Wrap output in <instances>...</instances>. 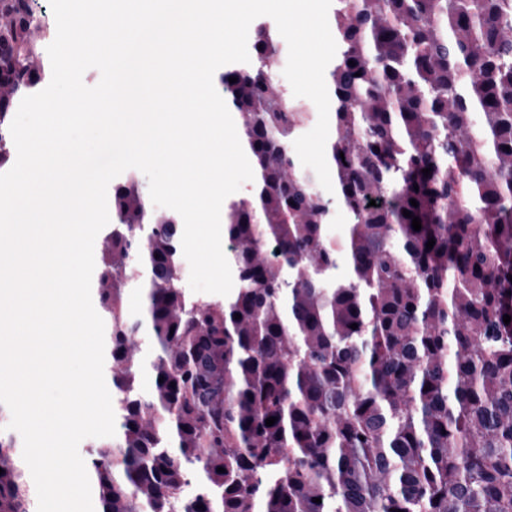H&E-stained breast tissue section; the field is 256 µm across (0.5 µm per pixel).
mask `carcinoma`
I'll use <instances>...</instances> for the list:
<instances>
[{
  "mask_svg": "<svg viewBox=\"0 0 512 512\" xmlns=\"http://www.w3.org/2000/svg\"><path fill=\"white\" fill-rule=\"evenodd\" d=\"M18 2L0 0L13 108L50 77L31 32L51 23ZM330 23L331 195L291 152L311 113L275 79L278 29L218 75L254 173L224 202L230 297L189 294L179 214L134 173L112 186L99 512H512V0H332ZM18 447L0 431V512H36Z\"/></svg>",
  "mask_w": 512,
  "mask_h": 512,
  "instance_id": "cac0c4a2",
  "label": "carcinoma"
}]
</instances>
